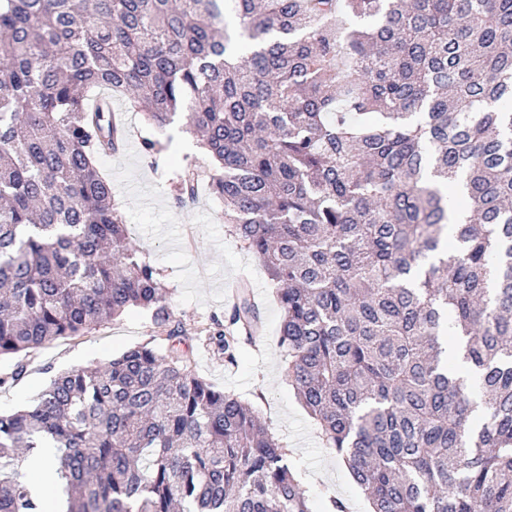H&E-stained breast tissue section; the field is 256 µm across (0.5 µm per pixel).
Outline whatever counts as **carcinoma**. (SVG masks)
I'll use <instances>...</instances> for the list:
<instances>
[{
    "label": "carcinoma",
    "mask_w": 512,
    "mask_h": 512,
    "mask_svg": "<svg viewBox=\"0 0 512 512\" xmlns=\"http://www.w3.org/2000/svg\"><path fill=\"white\" fill-rule=\"evenodd\" d=\"M94 86L198 138L371 512H512V0H0V360L132 307L165 333L0 412V512H39V448L62 512H309L288 449L178 349L95 164L125 136ZM261 327L242 280L205 340L231 363Z\"/></svg>",
    "instance_id": "cac0c4a2"
}]
</instances>
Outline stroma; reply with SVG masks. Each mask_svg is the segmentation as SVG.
Returning a JSON list of instances; mask_svg holds the SVG:
<instances>
[{"label": "stroma", "mask_w": 512, "mask_h": 512, "mask_svg": "<svg viewBox=\"0 0 512 512\" xmlns=\"http://www.w3.org/2000/svg\"><path fill=\"white\" fill-rule=\"evenodd\" d=\"M112 106L128 128L132 145L120 153L97 158L96 165L112 184V201L134 231L136 244L162 282L175 319L186 332L197 372L215 387L251 404L268 430L291 453L310 512H328L337 497L349 512H370V505L343 459L325 448L319 426L298 401L284 373L285 355L279 345L282 312L268 285V275L243 248L224 222V205L208 184H201L194 201L176 200L173 182L177 166L209 160L180 124L161 133L157 160L138 149L147 133L142 113L130 111L123 93L112 95ZM247 279L262 300L260 349L242 346L234 365L198 337L212 318L223 317L224 300L240 279ZM153 326L141 310L131 309L86 335L61 339L24 357L25 371L0 388V412L23 407L56 375L100 365L125 349L150 340Z\"/></svg>", "instance_id": "obj_1"}]
</instances>
